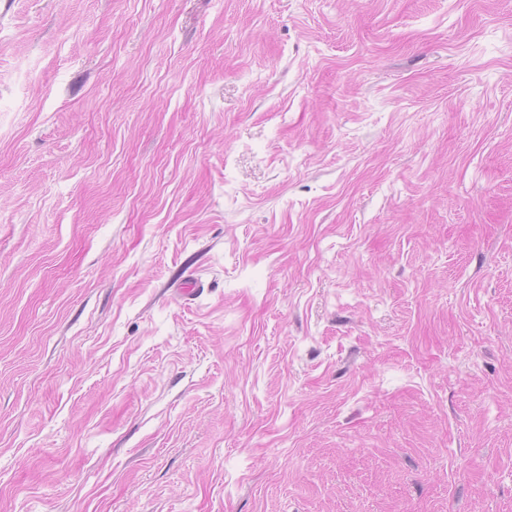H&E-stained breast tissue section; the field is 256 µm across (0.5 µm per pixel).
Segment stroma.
<instances>
[{
	"instance_id": "35a3bbf8",
	"label": "stroma",
	"mask_w": 512,
	"mask_h": 512,
	"mask_svg": "<svg viewBox=\"0 0 512 512\" xmlns=\"http://www.w3.org/2000/svg\"><path fill=\"white\" fill-rule=\"evenodd\" d=\"M0 512H512V0H0Z\"/></svg>"
}]
</instances>
